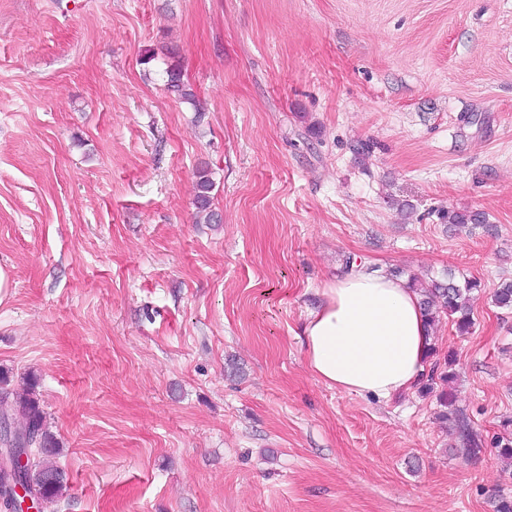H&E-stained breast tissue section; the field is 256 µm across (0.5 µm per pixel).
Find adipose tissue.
Segmentation results:
<instances>
[{
    "mask_svg": "<svg viewBox=\"0 0 512 512\" xmlns=\"http://www.w3.org/2000/svg\"><path fill=\"white\" fill-rule=\"evenodd\" d=\"M321 294L303 326L307 367L317 381L380 398L418 385L432 338L414 289L386 272L355 267Z\"/></svg>",
    "mask_w": 512,
    "mask_h": 512,
    "instance_id": "ef3b65f1",
    "label": "adipose tissue"
}]
</instances>
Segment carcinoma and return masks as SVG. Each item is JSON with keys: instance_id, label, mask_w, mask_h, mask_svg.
Here are the masks:
<instances>
[{"instance_id": "carcinoma-1", "label": "carcinoma", "mask_w": 512, "mask_h": 512, "mask_svg": "<svg viewBox=\"0 0 512 512\" xmlns=\"http://www.w3.org/2000/svg\"><path fill=\"white\" fill-rule=\"evenodd\" d=\"M167 90L178 99L192 105H197L198 100L191 85L184 80L182 69L171 65L166 69ZM214 182L209 167L202 166L197 170V213L204 216L208 224L217 222V216L212 210L211 193ZM443 219L452 225L485 224V214L470 210H450L444 214ZM481 291V282L477 279H467L460 285L455 282L453 276L443 281L434 280L431 284L420 289L422 305L428 325L432 326L440 317L446 316L451 320L457 331L464 335L473 325L471 316V302L475 294ZM494 303L500 308L512 309V281H504L493 294ZM457 358L455 354H448L444 362L432 363L428 373L422 381V387L432 389L434 385L445 386L452 382L457 373L455 370ZM440 404L448 408V412L442 418L448 421L458 433L462 448L459 453L465 457H472L480 452L481 440L470 429L467 417L459 409L453 407L451 392L443 389L439 394ZM11 422H19L20 432L34 440V446L41 447L33 459V469L30 476L37 492L46 502V507L53 503L67 489V476L65 471L53 462L58 454V448L53 436L47 429L45 412L35 392L28 391L18 394L10 405V411L0 414ZM498 448L499 456L512 459V418L504 417L500 421V433L494 441Z\"/></svg>"}]
</instances>
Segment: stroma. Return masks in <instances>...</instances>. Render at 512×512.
Returning <instances> with one entry per match:
<instances>
[{
    "label": "stroma",
    "instance_id": "35a3bbf8",
    "mask_svg": "<svg viewBox=\"0 0 512 512\" xmlns=\"http://www.w3.org/2000/svg\"><path fill=\"white\" fill-rule=\"evenodd\" d=\"M350 256L482 282L469 334L432 331L478 457L436 393L310 374L302 325ZM1 265L0 375L37 379L53 512H492L512 493L493 445L512 310L492 301L512 280V0H0ZM165 73L167 90L179 100L192 104L196 111L199 112L197 96L191 85L184 80L182 69L177 65H171L166 69ZM214 182L211 177V171L209 167L201 166L197 170V194H196V209L197 213L204 216L206 224H212L217 222V216L211 209V193L213 191Z\"/></svg>",
    "mask_w": 512,
    "mask_h": 512
}]
</instances>
